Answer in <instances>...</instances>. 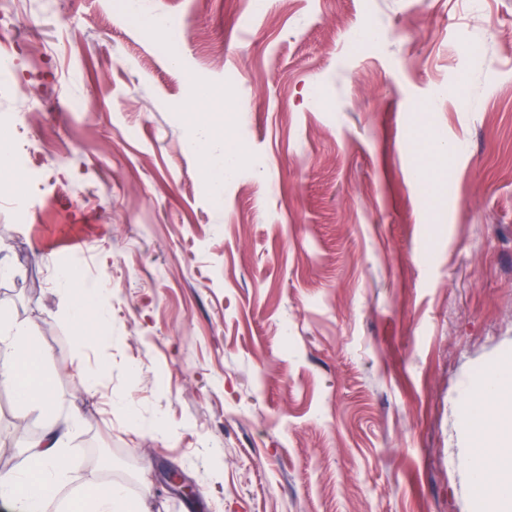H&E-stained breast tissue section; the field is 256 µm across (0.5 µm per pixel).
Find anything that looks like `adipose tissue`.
<instances>
[{
	"instance_id": "obj_1",
	"label": "adipose tissue",
	"mask_w": 512,
	"mask_h": 512,
	"mask_svg": "<svg viewBox=\"0 0 512 512\" xmlns=\"http://www.w3.org/2000/svg\"><path fill=\"white\" fill-rule=\"evenodd\" d=\"M225 102L224 90L207 91L198 112L193 113L191 147L202 157L205 182H213L218 169L232 171L240 164L245 148L225 139L221 126L237 112ZM57 280L69 299L70 314L79 338H98L107 330L103 310L89 312L88 304L98 286L83 282L67 269ZM32 325L12 324L0 316V347L9 351L12 363L0 367V381L11 385L20 406L37 411L44 433L27 449L25 470L0 475V501L18 506L20 512H49L53 494L51 478L64 466L58 449L67 424L53 408V384L44 370L46 356L33 347ZM464 426L469 441L465 467L472 491L497 512H512V363L493 365L466 395ZM494 482H486L487 471ZM69 512H143L140 499L131 496L120 481L104 479L93 484L81 500L69 504Z\"/></svg>"
}]
</instances>
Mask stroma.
<instances>
[{
    "label": "stroma",
    "instance_id": "obj_1",
    "mask_svg": "<svg viewBox=\"0 0 512 512\" xmlns=\"http://www.w3.org/2000/svg\"><path fill=\"white\" fill-rule=\"evenodd\" d=\"M250 7L146 0L184 19L175 61L103 0L0 21V132L42 176L0 194V312L70 423L56 512L105 477L149 512H484L459 418L512 359V0ZM228 71L247 153L218 200L186 114ZM76 259L93 342L55 277Z\"/></svg>",
    "mask_w": 512,
    "mask_h": 512
}]
</instances>
